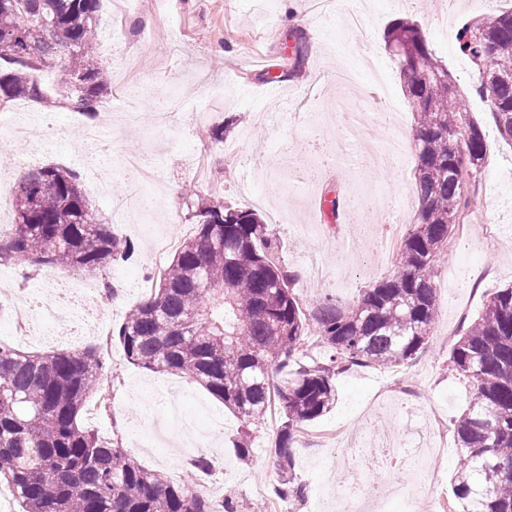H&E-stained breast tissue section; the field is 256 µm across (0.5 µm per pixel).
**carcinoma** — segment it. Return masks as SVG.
<instances>
[{
  "instance_id": "1",
  "label": "carcinoma",
  "mask_w": 512,
  "mask_h": 512,
  "mask_svg": "<svg viewBox=\"0 0 512 512\" xmlns=\"http://www.w3.org/2000/svg\"><path fill=\"white\" fill-rule=\"evenodd\" d=\"M99 8L100 0H0V60L9 65L0 71V103L24 98L95 118L106 87L95 56ZM290 37V67L266 71L262 81L302 72L309 38L299 28ZM385 39L416 124L419 208L397 272L353 306L330 298L309 306L293 293L297 274L278 257L273 225L198 191L196 234L113 333L129 362L193 379L249 426L275 401L283 422L274 491L290 501L302 494L294 437L333 407L336 376L400 365L427 344L439 311L429 272L448 256V237L470 205L469 176L487 155L482 128L464 118L468 102L419 27L399 19ZM458 43L481 70L477 95L490 100L499 135L512 143V8L463 25ZM43 67L57 73L51 98L34 77ZM13 193L0 263L94 270L135 256L134 244L91 211L72 169H34ZM311 343L321 358L307 355ZM448 368L473 389L452 423L461 452L456 503L461 512H512V286L462 324ZM105 370L93 347L30 355L0 345V485L22 512H237L232 499L175 484L132 459L119 440L82 426Z\"/></svg>"
}]
</instances>
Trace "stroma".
<instances>
[{
  "mask_svg": "<svg viewBox=\"0 0 512 512\" xmlns=\"http://www.w3.org/2000/svg\"><path fill=\"white\" fill-rule=\"evenodd\" d=\"M346 0L319 16L312 0H133L127 15L121 16L119 58L101 53L100 64L108 81L105 94L113 111H122L125 89L139 86L143 93L138 128L113 125L106 139L109 150L85 155L77 137L55 139L52 127H75L84 123L81 113L47 110L51 125L32 126L27 139L12 143L11 152L27 158L30 167L63 165L84 170L93 162L121 172L126 158L143 156L165 179L163 209L150 227L118 224L114 230L137 247L136 260L95 271L43 269L23 279L21 269L0 265V343L24 352L78 351L99 340L122 322L127 310L142 300L141 284L150 269L151 240L165 237L183 240L196 231L189 216L184 192L197 182L194 161L205 153L207 181L219 187L225 205L256 211L265 223L274 225L281 244L280 259L297 270L294 294L309 302L325 296L342 304L356 303L365 289L393 274V256L381 266L369 268L368 238L353 233L346 248H338L336 237L344 227L356 224L359 210L381 213L395 202L416 211L419 200L415 181L400 184L395 174L369 165H345L322 170L305 187H297L293 161L304 156L318 159L329 149L341 128L335 102L340 90L335 82L338 70L349 68L358 74L353 95H368L373 85L362 72L360 54L373 49L382 67L380 90L387 103L400 115V133L406 145H413L407 132L414 125L399 71L390 59L384 32L396 19L419 25L437 58L452 74L460 93L468 100L467 119L480 124L488 138V154L479 181L481 189L471 208L469 237L453 240L447 264L435 269L438 316L430 340L411 360L389 369L357 367L336 379V403L324 416L310 422L317 432L335 424L360 435L362 443H400L409 435L398 417H390L372 434H364L373 397L393 383L412 379L422 385L418 408L436 412L445 419L459 417L466 409L472 389L448 370V358L461 324L459 308H467L468 319L482 312L490 296L512 284V145L498 136L491 118V105L478 97L479 69L458 48L457 34L468 20L483 18L484 0H446L441 12H434L426 0H358L368 37L357 44L346 28ZM305 29L314 48L308 53L298 80L282 85V99L269 97L257 75L262 70L279 73L287 67L291 41L288 32ZM181 103L182 124L173 129L156 126L155 109L168 96ZM237 147L243 156L262 157L258 170H231L224 165L227 147ZM357 207L334 219L322 210L321 199L331 188ZM497 225L508 249L490 254L481 248L484 225ZM317 251L328 280L309 279L304 260ZM495 274L484 276L485 265ZM72 275L94 288L114 284L118 293L111 310L103 317L85 320L79 334L60 330L53 336H15L10 317L17 295L40 293L49 277ZM104 359L120 379L110 405L83 411V425L107 437L121 440L129 454L142 465L159 471L179 483L190 477L188 462L204 455L214 461L211 477L200 486L214 497L232 494L238 512H253L254 503L270 500L277 482L273 448L279 438L281 417L264 420L248 428L223 403L191 380L168 373L153 372L128 362L120 344L111 343ZM252 432V461L240 463L232 446L244 431ZM333 449L308 446L297 441L293 448L297 482L314 494L336 470Z\"/></svg>",
  "mask_w": 512,
  "mask_h": 512,
  "instance_id": "35a3bbf8",
  "label": "stroma"
}]
</instances>
